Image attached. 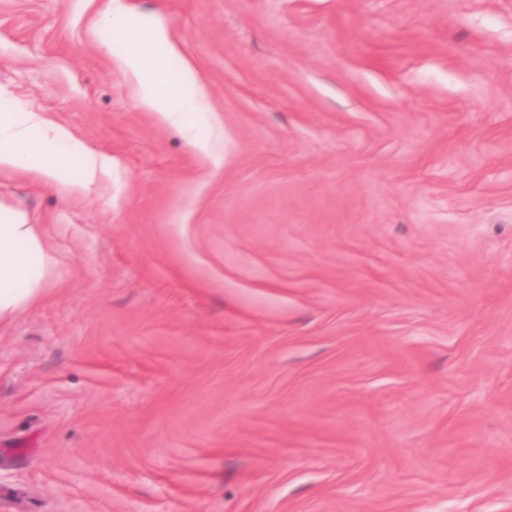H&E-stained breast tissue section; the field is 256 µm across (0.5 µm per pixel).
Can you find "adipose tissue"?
<instances>
[{
  "instance_id": "obj_1",
  "label": "adipose tissue",
  "mask_w": 512,
  "mask_h": 512,
  "mask_svg": "<svg viewBox=\"0 0 512 512\" xmlns=\"http://www.w3.org/2000/svg\"><path fill=\"white\" fill-rule=\"evenodd\" d=\"M99 32L126 43L120 64L138 87L141 105L159 110L161 121L179 130L197 153L219 157L222 129L215 123L208 93L194 64L183 59L169 28L160 20H131L119 6L99 16ZM180 59L176 78L165 76L170 59ZM49 182H66L73 163H80L85 185L112 172V157L88 147L47 114L13 104L0 110V170H28L36 159ZM52 268L39 225L20 212L0 206V320L40 300Z\"/></svg>"
}]
</instances>
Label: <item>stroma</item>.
Returning a JSON list of instances; mask_svg holds the SVG:
<instances>
[{"instance_id": "stroma-1", "label": "stroma", "mask_w": 512, "mask_h": 512, "mask_svg": "<svg viewBox=\"0 0 512 512\" xmlns=\"http://www.w3.org/2000/svg\"><path fill=\"white\" fill-rule=\"evenodd\" d=\"M221 161L142 107L112 0H0V92L112 157L0 171V512H512V0H122ZM96 28L110 36L103 42L108 51L112 38L128 46L120 65L135 80L139 103L151 108L160 105L158 114L164 124L179 130L194 151L217 160L223 131L213 119L196 67L182 57L169 26L154 18L132 22L122 7L112 6V11L97 18ZM171 58L181 61L175 80L164 77ZM51 268L39 225L0 205V321L44 296Z\"/></svg>"}]
</instances>
